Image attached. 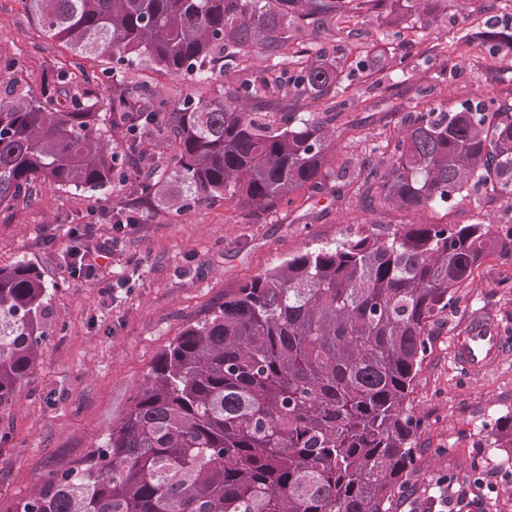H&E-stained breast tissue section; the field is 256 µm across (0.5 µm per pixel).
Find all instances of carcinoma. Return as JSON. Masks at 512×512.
<instances>
[{"label": "carcinoma", "mask_w": 512, "mask_h": 512, "mask_svg": "<svg viewBox=\"0 0 512 512\" xmlns=\"http://www.w3.org/2000/svg\"><path fill=\"white\" fill-rule=\"evenodd\" d=\"M439 0H21L72 59L32 90L0 58V213L42 184L177 211L231 201L257 219L291 195H340L323 168L328 123L295 108L335 99L336 62L291 46L313 13L421 24ZM512 54V31L480 32ZM271 59L255 72L258 56ZM140 65L216 95L177 101L132 82ZM293 86L287 104L275 98ZM281 113L280 122L269 113ZM125 135L120 149L109 134ZM170 155L137 166L141 138ZM378 206L423 211L485 190L512 201V106L430 101L391 160L364 176ZM512 257V227L413 224L297 253L224 293L161 352L121 420L74 466L44 477L10 512H390L416 463L409 401L430 328L485 256ZM46 283L31 263L0 267V414L43 354ZM493 445L512 455V415Z\"/></svg>", "instance_id": "obj_1"}]
</instances>
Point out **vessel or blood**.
Here are the masks:
<instances>
[{
  "mask_svg": "<svg viewBox=\"0 0 512 512\" xmlns=\"http://www.w3.org/2000/svg\"><path fill=\"white\" fill-rule=\"evenodd\" d=\"M451 350L461 370L478 376L497 368L512 356V343L503 336L494 317L480 314L456 332Z\"/></svg>",
  "mask_w": 512,
  "mask_h": 512,
  "instance_id": "obj_1",
  "label": "vessel or blood"
}]
</instances>
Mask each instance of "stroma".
Here are the masks:
<instances>
[{"label": "stroma", "instance_id": "35a3bbf8", "mask_svg": "<svg viewBox=\"0 0 512 512\" xmlns=\"http://www.w3.org/2000/svg\"><path fill=\"white\" fill-rule=\"evenodd\" d=\"M438 21L409 32L404 24L369 14L350 22L337 15L312 20L297 41L311 54L349 63L375 59L357 74L337 115L327 169L346 170L341 198H306L253 218L223 201H205L178 213L134 208L131 183L106 191L58 189L43 184L37 198L0 214V267L25 260L48 286L42 329L43 356L20 388L14 407L0 415V512L28 496L39 479L80 460L126 412L162 350L189 323L224 300V293L300 251L347 237L385 234L423 222L512 226V203L481 194L446 209L372 208L360 192L365 166H385L402 119L434 99L495 97L512 104V55L464 45L467 31L512 28V0H440ZM411 54L415 65L402 68ZM67 55L45 38L19 0H0V56L17 59L31 88ZM135 212L139 226L124 237L98 278L71 275L66 263L70 228L96 227L112 236L116 214ZM129 275L128 290L112 280ZM450 317L433 327L431 348L410 404L421 420L416 468L392 512H512V460L491 444L497 419L512 414V357L482 376L455 364L450 343L473 314L486 312L512 337V258L489 253L458 290Z\"/></svg>", "mask_w": 512, "mask_h": 512}]
</instances>
